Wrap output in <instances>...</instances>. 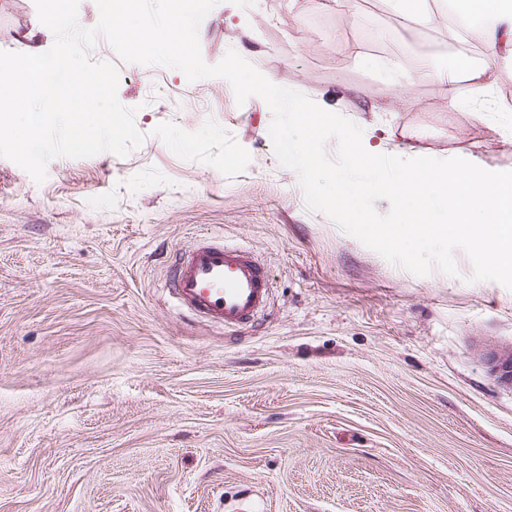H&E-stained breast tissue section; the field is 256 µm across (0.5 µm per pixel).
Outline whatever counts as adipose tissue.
<instances>
[{"label": "adipose tissue", "instance_id": "1", "mask_svg": "<svg viewBox=\"0 0 512 512\" xmlns=\"http://www.w3.org/2000/svg\"><path fill=\"white\" fill-rule=\"evenodd\" d=\"M465 12L483 19L481 43L484 58L478 63H467L451 68L440 67L431 77L441 91L448 111L460 109L464 100L462 84L473 91L487 92L494 88L498 70L496 63L502 55H512V0H463Z\"/></svg>", "mask_w": 512, "mask_h": 512}]
</instances>
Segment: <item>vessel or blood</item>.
<instances>
[{"label":"vessel or blood","instance_id":"vessel-or-blood-1","mask_svg":"<svg viewBox=\"0 0 512 512\" xmlns=\"http://www.w3.org/2000/svg\"><path fill=\"white\" fill-rule=\"evenodd\" d=\"M171 293L195 318L241 328L267 306L270 279L252 252L201 241L181 254Z\"/></svg>","mask_w":512,"mask_h":512}]
</instances>
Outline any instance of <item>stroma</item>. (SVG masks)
I'll list each match as a JSON object with an SVG mask.
<instances>
[{"label": "stroma", "instance_id": "35a3bbf8", "mask_svg": "<svg viewBox=\"0 0 512 512\" xmlns=\"http://www.w3.org/2000/svg\"><path fill=\"white\" fill-rule=\"evenodd\" d=\"M405 67L373 69L359 16L334 0H221L199 27L207 64L235 50L279 86L342 113L386 154L460 151L512 170V59L498 109L447 111L426 74L454 64L459 0ZM34 0H0V50L46 51ZM142 145L49 162L35 183L0 157V512H512V290L417 276L308 211L276 159L272 113L222 78L119 60ZM394 127L393 139L378 128ZM204 238L270 273L254 325L187 317L166 286Z\"/></svg>", "mask_w": 512, "mask_h": 512}]
</instances>
